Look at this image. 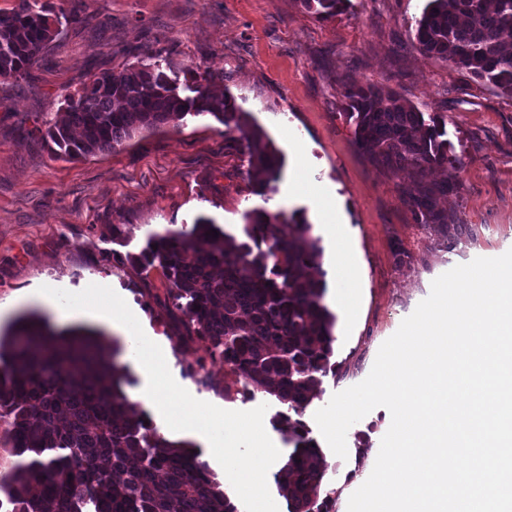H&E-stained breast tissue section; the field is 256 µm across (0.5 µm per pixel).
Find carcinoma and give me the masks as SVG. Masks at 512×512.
<instances>
[{"instance_id": "obj_1", "label": "carcinoma", "mask_w": 512, "mask_h": 512, "mask_svg": "<svg viewBox=\"0 0 512 512\" xmlns=\"http://www.w3.org/2000/svg\"><path fill=\"white\" fill-rule=\"evenodd\" d=\"M322 19L343 14L350 0H300ZM57 24H83L77 12L57 14L49 4L19 0L0 11V78L18 79L59 34ZM512 0H428L417 22V50L466 71L512 98ZM160 54L119 72L106 71L68 98L62 118L44 139L59 157L77 159L110 151L136 132L180 125L188 115H210L247 143L250 169L266 192L278 179L279 151L249 122L233 98L212 91L196 74L192 95L179 92ZM343 115L355 143L387 172L410 177L406 200L416 223L452 251L467 226L442 207L458 193L462 157L446 139V121L425 117L396 94L373 85H347ZM440 169L443 177L431 178ZM284 213H243V237L199 218L147 235L130 262L140 274L159 269L168 282L169 311H177L175 346L198 344L235 377L216 387L204 363L186 371L198 385L275 398L285 410L277 422L293 446L277 474L288 512H329L323 452L302 420L330 369L336 315L323 303L322 249L312 226L294 212L292 236L280 235ZM93 332L59 330L46 315H21L0 330V422L19 461L0 473V512H237L198 447L171 441L123 391L127 371Z\"/></svg>"}]
</instances>
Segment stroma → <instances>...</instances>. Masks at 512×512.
<instances>
[{
  "instance_id": "stroma-1",
  "label": "stroma",
  "mask_w": 512,
  "mask_h": 512,
  "mask_svg": "<svg viewBox=\"0 0 512 512\" xmlns=\"http://www.w3.org/2000/svg\"><path fill=\"white\" fill-rule=\"evenodd\" d=\"M56 11L79 9L87 22L62 26L24 78L0 81V307L44 288L75 297L105 285L133 299L146 332L165 350L167 400L219 419L224 445L209 464L238 512H288L276 475L288 459L274 423L280 404L242 396L227 400L198 386L184 368L205 360L195 344L175 347L176 323L164 308L168 283L159 271L141 277L128 263L148 233L206 216L237 234L251 209L303 212L323 250L327 294L337 287L336 249L352 259L358 301L337 312L334 373L303 419L314 420L331 396L363 381L380 346L431 290L435 278L477 257L512 249V99L464 71L420 55L415 27L426 0H351L329 20L299 0H51ZM157 51L168 74L208 73L280 152L273 192L252 190L245 140L225 134L213 117L132 137L121 147L77 160L56 158L43 139L47 122L106 71L137 64ZM371 84L422 112L444 117L447 138L462 155L461 189L445 205L472 235L453 251L415 224L400 179L377 168L354 143L341 114V91ZM343 202L338 236L317 216L312 193ZM129 228L125 245L109 227ZM403 249L406 262H396ZM216 382L229 380L221 360H205ZM391 424L386 408L350 427L348 456L325 451L333 512L369 477Z\"/></svg>"
}]
</instances>
